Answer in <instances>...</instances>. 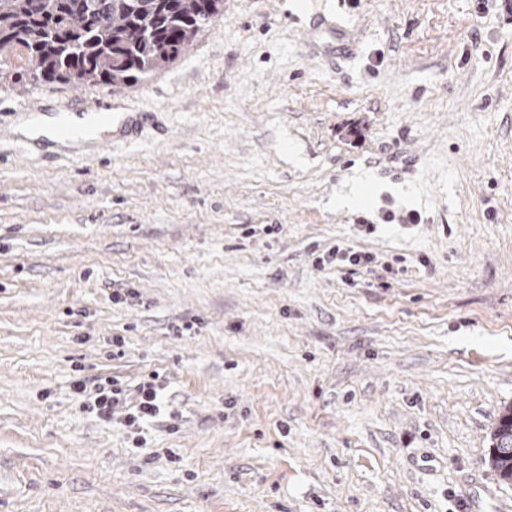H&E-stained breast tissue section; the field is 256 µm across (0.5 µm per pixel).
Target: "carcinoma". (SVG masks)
<instances>
[{"mask_svg": "<svg viewBox=\"0 0 512 512\" xmlns=\"http://www.w3.org/2000/svg\"><path fill=\"white\" fill-rule=\"evenodd\" d=\"M223 0H0V78L126 85L176 61ZM491 468L512 482V405L493 432Z\"/></svg>", "mask_w": 512, "mask_h": 512, "instance_id": "carcinoma-1", "label": "carcinoma"}]
</instances>
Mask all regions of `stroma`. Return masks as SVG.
Here are the masks:
<instances>
[{"label": "stroma", "instance_id": "stroma-1", "mask_svg": "<svg viewBox=\"0 0 512 512\" xmlns=\"http://www.w3.org/2000/svg\"><path fill=\"white\" fill-rule=\"evenodd\" d=\"M106 97L111 146L14 131ZM509 404L512 0H224L147 80L0 87V512H512ZM328 259L325 254L322 257H318V263L336 262L337 265L350 264L354 266H365L373 265L376 262V257L370 253L352 249L351 247H343L336 245L328 251ZM76 394L84 398L87 409L103 419H111L113 409L122 406L126 409V426L140 425L156 418L162 407V396L153 381L140 384L133 392H127L116 380L108 379L88 390L86 382L74 384ZM491 468L504 482H512V405L500 415L493 432Z\"/></svg>", "mask_w": 512, "mask_h": 512}]
</instances>
